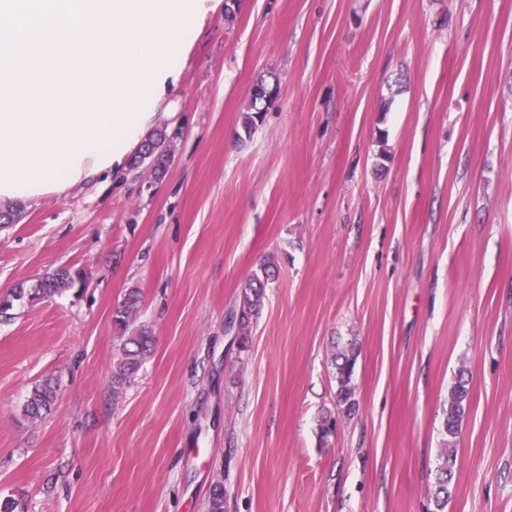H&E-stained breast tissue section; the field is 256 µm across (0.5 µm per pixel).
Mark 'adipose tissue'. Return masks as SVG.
<instances>
[{
	"label": "adipose tissue",
	"instance_id": "obj_1",
	"mask_svg": "<svg viewBox=\"0 0 512 512\" xmlns=\"http://www.w3.org/2000/svg\"><path fill=\"white\" fill-rule=\"evenodd\" d=\"M170 72H162L153 89V102L149 111L138 119L136 127L126 131L124 139L118 140L116 146L106 148L104 154L89 153L83 160L77 161L75 170L66 172L61 181L62 189H70L78 184L96 178H112L122 174L129 162L132 152L155 129L159 123L160 107L165 103Z\"/></svg>",
	"mask_w": 512,
	"mask_h": 512
}]
</instances>
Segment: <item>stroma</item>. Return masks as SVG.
Here are the masks:
<instances>
[{"label":"stroma","mask_w":512,"mask_h":512,"mask_svg":"<svg viewBox=\"0 0 512 512\" xmlns=\"http://www.w3.org/2000/svg\"><path fill=\"white\" fill-rule=\"evenodd\" d=\"M271 73L280 97L238 140ZM165 109L161 182L90 180L0 227V296L61 265L86 280L0 320V496L205 512L218 477L225 512H431L463 375L446 512H512V0H205ZM271 255L243 351L225 320ZM132 288L156 342L116 398ZM350 343L347 414L328 355ZM267 79L262 78L258 80L250 93L249 101L245 105V108L239 114V126L241 133L244 135V139H250L256 132L258 127L262 124L263 115H260L262 110V100L257 97L256 90L264 85H267ZM468 393V380L461 375L450 391L448 407L443 410L442 448L435 466V485L432 496L435 509L432 512H445L448 506L456 463L455 448L453 447L460 432L464 402ZM58 391V382L54 378H46L36 383L24 406V414L32 421L48 415L55 403Z\"/></svg>","instance_id":"1"}]
</instances>
